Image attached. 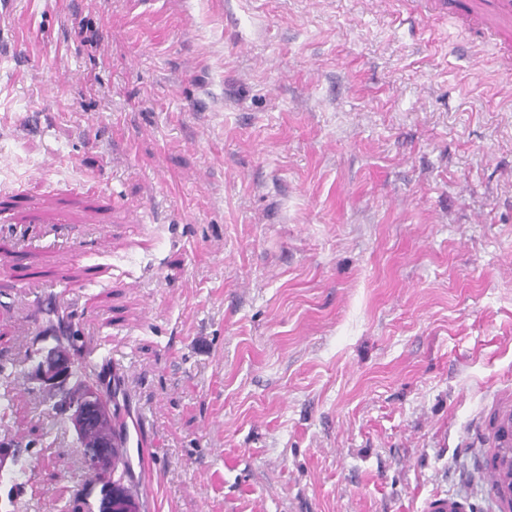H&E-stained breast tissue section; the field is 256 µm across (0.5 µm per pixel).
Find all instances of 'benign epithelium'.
Masks as SVG:
<instances>
[{
  "instance_id": "7a95c632",
  "label": "benign epithelium",
  "mask_w": 512,
  "mask_h": 512,
  "mask_svg": "<svg viewBox=\"0 0 512 512\" xmlns=\"http://www.w3.org/2000/svg\"><path fill=\"white\" fill-rule=\"evenodd\" d=\"M75 365L69 354L53 346L42 350L41 373L45 390L53 395V402L62 415L71 423L85 427L97 414L99 400L95 393L82 396L73 393L71 373Z\"/></svg>"
}]
</instances>
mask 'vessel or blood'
Wrapping results in <instances>:
<instances>
[{"instance_id":"vessel-or-blood-1","label":"vessel or blood","mask_w":512,"mask_h":512,"mask_svg":"<svg viewBox=\"0 0 512 512\" xmlns=\"http://www.w3.org/2000/svg\"><path fill=\"white\" fill-rule=\"evenodd\" d=\"M476 442L473 466L483 483L491 512H512V387L500 385L488 410L473 422ZM463 496L437 494L428 497L423 512H471Z\"/></svg>"}]
</instances>
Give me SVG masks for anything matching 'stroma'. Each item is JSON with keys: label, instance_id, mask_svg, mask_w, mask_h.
<instances>
[{"label": "stroma", "instance_id": "obj_1", "mask_svg": "<svg viewBox=\"0 0 512 512\" xmlns=\"http://www.w3.org/2000/svg\"><path fill=\"white\" fill-rule=\"evenodd\" d=\"M12 0L0 12V512L86 468L22 326L72 317L141 512L468 497L512 383L500 0Z\"/></svg>", "mask_w": 512, "mask_h": 512}]
</instances>
